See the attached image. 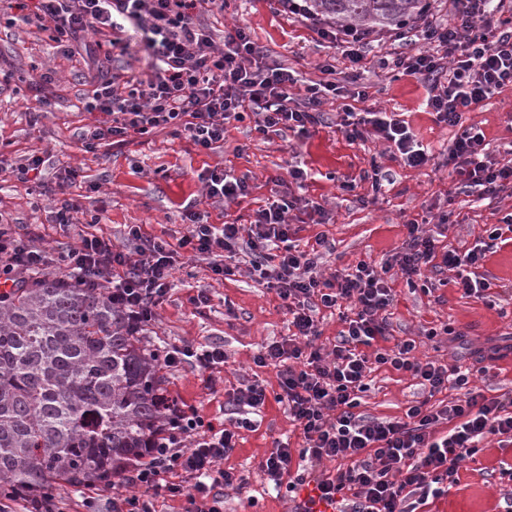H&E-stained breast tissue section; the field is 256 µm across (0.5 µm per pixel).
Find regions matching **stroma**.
Wrapping results in <instances>:
<instances>
[{"instance_id": "1", "label": "stroma", "mask_w": 512, "mask_h": 512, "mask_svg": "<svg viewBox=\"0 0 512 512\" xmlns=\"http://www.w3.org/2000/svg\"><path fill=\"white\" fill-rule=\"evenodd\" d=\"M204 24L212 28L215 41H222L225 27H250L255 39L268 47L288 68L307 78H318L316 64L329 61L336 68L337 82L351 73L348 59L331 43L310 32L296 16L275 10L271 0H227L223 13L207 15ZM420 42L406 44L370 43L365 48L368 66L362 73L367 87L366 107L403 113L419 141L428 145L435 162L423 168L405 166L391 159L381 143L349 144L335 128L322 127L308 138L293 134L266 139L254 129L252 118L229 128L224 145L212 152L198 150L172 128H158L145 135H133L126 142L99 141L85 149L81 136L95 125L98 113L83 111L80 98L85 92L80 75L81 59H67L53 53L46 33L23 24L8 25L0 19V59L8 72L0 84V155L12 171L0 172V209L11 223L40 225L43 248L58 253L78 245L82 230L92 217H100L103 233L114 243H122L128 225L167 241L183 229L182 214L191 202L209 213L213 224L225 215H248L269 197L276 177H287L293 152L316 174L307 188L308 197L325 202L333 212L329 224H305L298 232L302 242H314L323 234L334 243L325 258L326 269L340 268L365 260L378 263L400 250L407 221H423L449 212L448 243L472 247L484 238L487 225L512 213V195L478 200L462 193L456 175L446 166L444 151L458 133L457 128L436 124L426 106L427 92L422 82L384 66L388 56L420 49ZM49 74L50 84L41 93L50 104L37 110L34 82ZM464 122L479 126L493 159H503L512 149V90L495 94L466 113ZM47 152L42 180L46 194H38L32 184L18 180L15 170L35 152ZM379 164L389 169L392 185L373 193L370 183L359 181L361 170ZM224 165L236 174H248L251 196L230 211L209 205L202 196L200 174L209 167ZM78 176L69 189L79 206L71 225L55 221L56 186L63 168ZM354 181L346 191L342 182ZM482 274L491 284L490 292L501 295V307L466 297L443 273V285L430 294L409 290L403 278H396L395 305L391 310L392 339L416 340L418 354L441 364L476 366L474 352L494 341L506 345L504 357L492 362L488 372L474 376V384L487 397L512 390V240L499 243L488 254ZM173 288L158 309V319L141 338L143 345L215 343L223 346L227 362L221 373L220 390L207 388L204 377L189 364L161 368L166 393L194 408L213 424H222L226 407L224 392L243 389L253 381L266 386L269 398L254 430L242 431L233 453L223 466L244 479V491H224V512H293L295 498L276 493L261 469L275 440H289L298 447L302 438L285 404L275 400L278 392L277 368L259 367L254 362L263 344L288 335V318L275 291L255 287L247 276L218 280L204 261L176 267ZM205 292L209 303L197 307L191 299ZM453 335L443 334V326ZM438 336L426 337L427 329ZM372 386L359 408L360 413L379 418L402 417L418 398L419 388L405 373L379 367L371 374ZM512 464V445L502 448L489 440L475 458L458 468V482L447 496L430 502L419 512H506L504 495L512 491V481L502 477L504 465ZM122 484L91 488L64 487L60 490L62 512H85L83 501L95 497L99 512H112L113 498L129 494Z\"/></svg>"}]
</instances>
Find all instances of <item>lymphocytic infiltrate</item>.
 Wrapping results in <instances>:
<instances>
[{"mask_svg": "<svg viewBox=\"0 0 512 512\" xmlns=\"http://www.w3.org/2000/svg\"><path fill=\"white\" fill-rule=\"evenodd\" d=\"M19 18L48 34L57 52L81 57L87 91L83 108L102 114L89 129L85 147L94 142L120 143L133 134L172 127L205 151L223 147L231 122L253 115L254 129L263 136L291 131L309 136L325 125L323 105L344 96L348 102L336 115V129L352 144L384 142L392 157L404 165L426 166L432 154L400 113L367 109L355 103L368 93L357 67L364 60L365 34L338 36L335 24L306 15L299 0H274L278 10L303 16L308 29L330 40L355 65L346 86L332 81L333 65L320 64L322 80L295 96L296 71L259 45L248 27L234 25L216 45L203 24L206 14L223 12L224 0H0ZM449 21L421 13L415 29L425 50L401 53L392 63L404 75L427 86V105L436 123L460 127L448 148L451 166L462 188H479L497 197L512 189V163L492 160L485 136L463 116L493 95L512 87V0H451ZM141 34L152 59L147 78L125 76L115 50L123 49L129 33ZM313 174L290 166L287 179L248 220L209 223L208 212L186 209L183 234L177 242L147 234L142 225L127 227L125 244L94 231L85 232L77 246L49 257L39 246V232H17L0 224V278L12 281L23 272L55 268L62 276H78L80 285L109 293L138 328L155 324L157 308L171 289L170 277L182 254L206 261L210 271L229 279L247 272L259 286L275 290L288 314L292 334L267 344L255 363L279 367L278 402L303 435L301 448L277 444L262 463L276 487L294 491L305 483L293 474L295 462L317 466L341 461L335 474L316 476L321 500L347 504V512H417L428 500L447 495L456 481L459 461L476 455L484 441L497 437L512 445V393L487 397L471 385V372L452 365L421 360L411 340L383 348L396 300L392 283L402 276L416 286L425 271H451L465 296L489 300L490 283L482 267L494 241L512 233V214L495 225L487 240L458 250L443 246L449 228L447 212L437 216L427 232L409 222L408 238L400 251L374 267L366 261L322 275L319 266L331 244L317 236L314 247L301 248L297 224H326L330 213L320 202L304 196ZM292 188H285V180ZM211 203L228 208L252 193L250 177L221 165L200 175ZM340 309L344 324L332 349L320 341L321 309ZM374 354H367V347ZM164 366L188 363L205 373L215 387L226 356L219 345L169 344L160 349ZM388 365L409 373L422 391L399 419L380 420L358 408L370 385L372 365ZM454 389L458 395L445 404L434 398ZM169 422L157 436L148 461L134 465L124 484L133 494L114 500L112 512H156L158 498H179L183 512H224V490L234 485V472L220 463L236 446L240 430L251 429L247 417L217 427L204 422L195 409L167 397ZM446 434H438L440 424Z\"/></svg>", "mask_w": 512, "mask_h": 512, "instance_id": "f902f5d3", "label": "lymphocytic infiltrate"}]
</instances>
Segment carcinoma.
Masks as SVG:
<instances>
[{"instance_id":"carcinoma-1","label":"carcinoma","mask_w":512,"mask_h":512,"mask_svg":"<svg viewBox=\"0 0 512 512\" xmlns=\"http://www.w3.org/2000/svg\"><path fill=\"white\" fill-rule=\"evenodd\" d=\"M338 27L391 30L423 0H307ZM160 358L102 291L48 275L0 292V497L110 485L168 421Z\"/></svg>"}]
</instances>
